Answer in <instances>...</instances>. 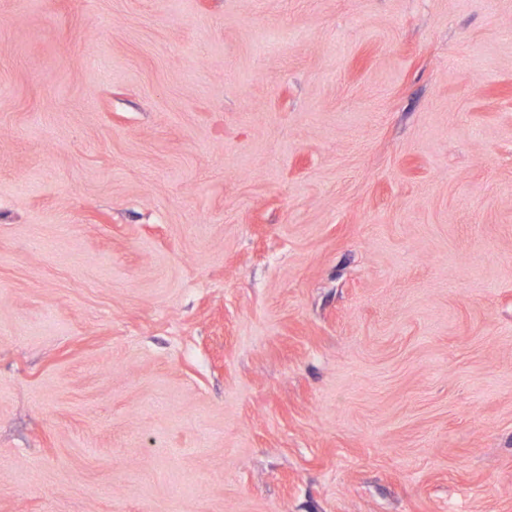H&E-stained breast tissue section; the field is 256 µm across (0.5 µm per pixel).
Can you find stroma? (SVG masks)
<instances>
[{
	"mask_svg": "<svg viewBox=\"0 0 512 512\" xmlns=\"http://www.w3.org/2000/svg\"><path fill=\"white\" fill-rule=\"evenodd\" d=\"M0 512H512V0H0Z\"/></svg>",
	"mask_w": 512,
	"mask_h": 512,
	"instance_id": "stroma-1",
	"label": "stroma"
}]
</instances>
